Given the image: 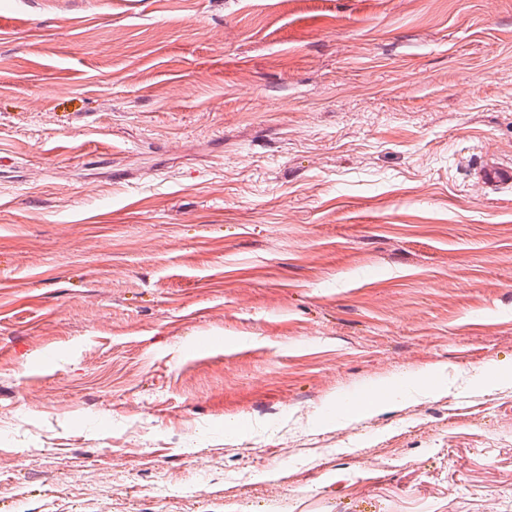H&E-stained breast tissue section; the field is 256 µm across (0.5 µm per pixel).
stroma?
<instances>
[{
    "label": "stroma",
    "mask_w": 512,
    "mask_h": 512,
    "mask_svg": "<svg viewBox=\"0 0 512 512\" xmlns=\"http://www.w3.org/2000/svg\"><path fill=\"white\" fill-rule=\"evenodd\" d=\"M492 155L512 0H0V512H512ZM381 401L382 399L380 397L370 398V396L357 395L350 399L346 404H343V402H337L336 405L339 407V413L336 416V420L340 417H345L346 414L363 415L370 409L378 407ZM348 406H350L352 410L346 413Z\"/></svg>",
    "instance_id": "1"
}]
</instances>
